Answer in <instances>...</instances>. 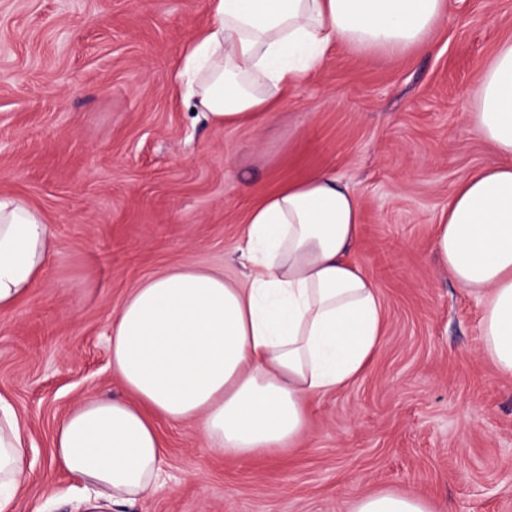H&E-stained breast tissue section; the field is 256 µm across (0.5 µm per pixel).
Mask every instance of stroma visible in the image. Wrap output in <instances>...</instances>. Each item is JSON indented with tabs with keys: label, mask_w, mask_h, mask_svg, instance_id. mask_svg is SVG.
<instances>
[{
	"label": "stroma",
	"mask_w": 512,
	"mask_h": 512,
	"mask_svg": "<svg viewBox=\"0 0 512 512\" xmlns=\"http://www.w3.org/2000/svg\"><path fill=\"white\" fill-rule=\"evenodd\" d=\"M211 21L210 0H0V192L41 209L53 242L40 284L0 313V397L26 427L12 512H71L55 429L88 396L126 398L109 327L131 289L187 262L242 278L251 207L321 169L361 202L350 259L385 312L368 370L312 398L304 437L268 458L158 420L165 486L112 512H339L385 489L433 512H512V379L432 252L458 183L504 162L470 114L475 72L512 40V0H450L396 57L336 41L260 127H212L177 89Z\"/></svg>",
	"instance_id": "stroma-1"
}]
</instances>
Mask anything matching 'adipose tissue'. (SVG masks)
Here are the masks:
<instances>
[{
    "instance_id": "obj_1",
    "label": "adipose tissue",
    "mask_w": 512,
    "mask_h": 512,
    "mask_svg": "<svg viewBox=\"0 0 512 512\" xmlns=\"http://www.w3.org/2000/svg\"><path fill=\"white\" fill-rule=\"evenodd\" d=\"M214 20L184 55L187 95L217 128L256 125L318 69L336 40L357 54L426 43L448 0H210ZM476 131L512 157V41L474 78ZM356 192L331 171L283 184L247 220L246 280L189 263L134 288L110 323L112 372L129 393L92 396L57 426L52 459L85 488L79 512H112L162 485L157 419L195 424L227 457L270 456L307 430V401L362 376L383 332L382 298L348 256ZM45 217L0 193V311L40 281L52 253ZM433 251L481 307L482 352L512 378V166L461 182ZM24 430L0 399V512L26 478ZM349 512H433L409 491L353 497Z\"/></svg>"
}]
</instances>
